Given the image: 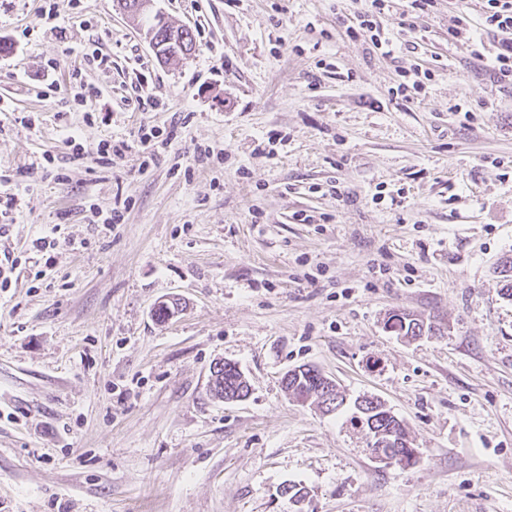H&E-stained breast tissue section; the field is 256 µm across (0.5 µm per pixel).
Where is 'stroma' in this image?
I'll return each mask as SVG.
<instances>
[{
    "mask_svg": "<svg viewBox=\"0 0 512 512\" xmlns=\"http://www.w3.org/2000/svg\"><path fill=\"white\" fill-rule=\"evenodd\" d=\"M54 2L50 21L44 0H0V98L32 120L0 114L20 201L0 237L18 261L0 288V512H512V299L494 271L512 253V88L489 77L477 0L482 62L450 35L456 0L413 32L393 0L389 57L348 35L359 0H154L196 39L167 61L116 0ZM92 42L106 64H84ZM418 63L433 77L402 100ZM77 68L107 121L85 124ZM142 126L171 137L148 170L136 147L100 164L99 141ZM46 154L64 180L36 169ZM122 200V223H94ZM51 233L49 263L32 243ZM163 301L179 311L162 321ZM395 310L437 335L388 331ZM224 361L245 400L212 395ZM302 365L383 401L419 462H376L350 410L297 402L282 377ZM398 76L400 81L396 88V95H401L405 99L414 98L413 95H420L425 90L426 81H430L432 77V71L430 69L419 68L418 65L411 67L409 70H402ZM409 93V94H407Z\"/></svg>",
    "mask_w": 512,
    "mask_h": 512,
    "instance_id": "obj_1",
    "label": "stroma"
}]
</instances>
